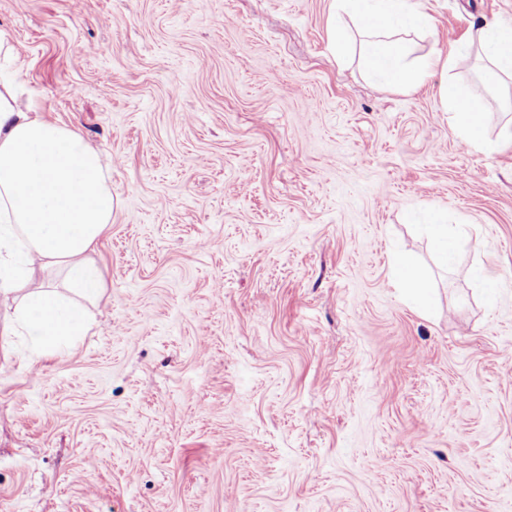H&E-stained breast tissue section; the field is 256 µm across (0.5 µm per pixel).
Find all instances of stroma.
<instances>
[{"label": "stroma", "mask_w": 512, "mask_h": 512, "mask_svg": "<svg viewBox=\"0 0 512 512\" xmlns=\"http://www.w3.org/2000/svg\"><path fill=\"white\" fill-rule=\"evenodd\" d=\"M330 3L0 0L21 99L113 198L75 347L36 357L0 296V512H512V112L463 147L451 75L376 82ZM421 4L411 59L469 58L452 76L491 103L470 33L512 0ZM430 224H428L431 234L438 244L439 252L448 260L450 254L449 243V230L448 224L445 223V218L441 211H435L430 217ZM392 278L393 282L402 288L408 299L422 306L429 302L432 288L412 256L398 255L394 257Z\"/></svg>", "instance_id": "1"}]
</instances>
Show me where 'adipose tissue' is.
Segmentation results:
<instances>
[{"label":"adipose tissue","instance_id":"adipose-tissue-1","mask_svg":"<svg viewBox=\"0 0 512 512\" xmlns=\"http://www.w3.org/2000/svg\"><path fill=\"white\" fill-rule=\"evenodd\" d=\"M345 16L368 35L363 63L380 82L410 87L433 68L449 71L460 64L440 54L411 67L408 42L388 37L396 24L429 27L419 0H332L328 37L340 53ZM473 38L484 50L490 80L512 75V28L487 24ZM19 68L17 53L0 36V295L16 294L15 323L37 350L52 353L86 333L87 304L105 287L90 256L112 222V188L97 152L77 132L45 120L19 99L14 86ZM440 95L462 141L490 151L484 104L452 81L441 86ZM38 269L59 271L62 290L36 279ZM392 278L408 299L429 302L430 284L412 256L394 257Z\"/></svg>","mask_w":512,"mask_h":512}]
</instances>
